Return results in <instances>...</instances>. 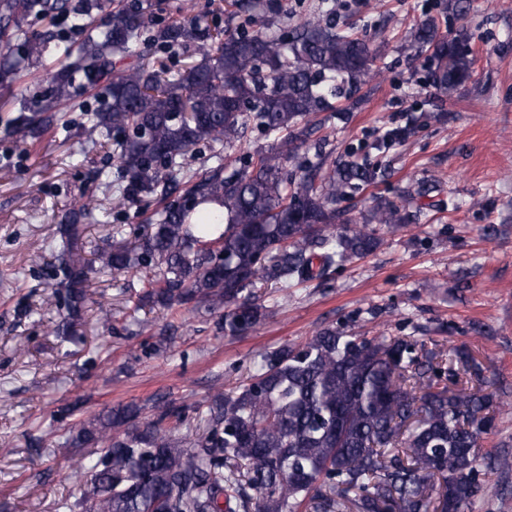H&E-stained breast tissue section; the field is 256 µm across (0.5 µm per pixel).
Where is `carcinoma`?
<instances>
[{
    "instance_id": "cac0c4a2",
    "label": "carcinoma",
    "mask_w": 512,
    "mask_h": 512,
    "mask_svg": "<svg viewBox=\"0 0 512 512\" xmlns=\"http://www.w3.org/2000/svg\"><path fill=\"white\" fill-rule=\"evenodd\" d=\"M100 8V0H0V84L26 91L49 44L59 51L50 85L34 111L10 120L12 132L23 144L42 136L79 89L95 90L100 106L86 114L84 133L119 135L120 199L148 207L179 190L189 204H167L137 245L115 243L92 263L85 233L97 199L82 193L44 244L52 258L44 304L62 311L47 335L73 339L94 269L154 267L141 304L202 307L218 314L217 331L238 336L263 316L257 281H323L379 247L375 225L395 231L408 221L402 204L380 197L363 223L336 224L340 204L382 176L377 164L329 166L318 153L300 175L288 171L317 114L379 73L376 51L355 27L310 18L287 36L268 27L226 35L192 17L149 32V4L102 22ZM31 17L64 18L85 39L75 49L59 32L34 35ZM145 34L167 48L191 47L199 60L174 75L162 64L117 65ZM411 47L441 90L472 74L463 33L440 38L426 21ZM250 130L272 142L245 146ZM201 144L239 149L242 166L229 175L221 162L190 169L185 156ZM482 384V365L465 350L450 361L413 336L329 326L262 354L235 391L215 388L196 403L192 422L169 405L143 420L128 404L82 425L61 448H101L71 464L89 512H472L494 471L509 466L479 454L501 398ZM171 419L199 433L177 437Z\"/></svg>"
}]
</instances>
